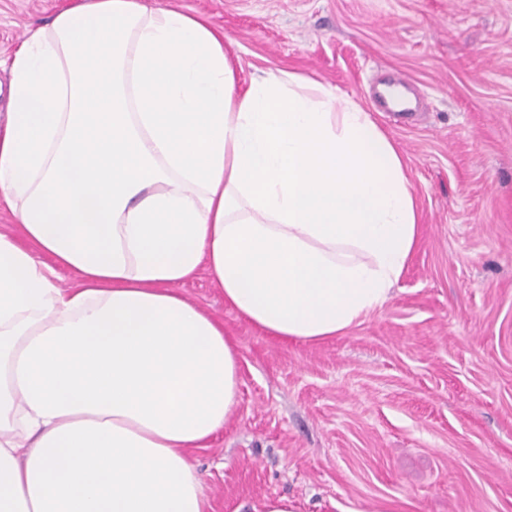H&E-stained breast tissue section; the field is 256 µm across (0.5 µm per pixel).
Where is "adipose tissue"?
I'll return each mask as SVG.
<instances>
[{
  "instance_id": "1",
  "label": "adipose tissue",
  "mask_w": 512,
  "mask_h": 512,
  "mask_svg": "<svg viewBox=\"0 0 512 512\" xmlns=\"http://www.w3.org/2000/svg\"><path fill=\"white\" fill-rule=\"evenodd\" d=\"M8 67L0 512H207L191 452L236 408L238 347L179 286L203 267L271 336L344 334L418 240L402 157L302 74L238 91L223 36L143 0H79Z\"/></svg>"
}]
</instances>
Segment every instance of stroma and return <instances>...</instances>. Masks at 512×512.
Returning a JSON list of instances; mask_svg holds the SVG:
<instances>
[{
	"label": "stroma",
	"mask_w": 512,
	"mask_h": 512,
	"mask_svg": "<svg viewBox=\"0 0 512 512\" xmlns=\"http://www.w3.org/2000/svg\"><path fill=\"white\" fill-rule=\"evenodd\" d=\"M76 2L0 0V117L4 59ZM153 2L223 32L239 90L290 71L371 112L419 213L389 301L319 343L181 285L238 343L235 412L192 453L208 512H512V0Z\"/></svg>",
	"instance_id": "obj_1"
}]
</instances>
